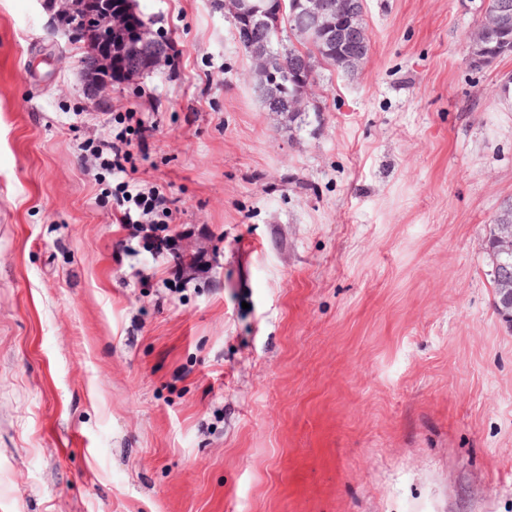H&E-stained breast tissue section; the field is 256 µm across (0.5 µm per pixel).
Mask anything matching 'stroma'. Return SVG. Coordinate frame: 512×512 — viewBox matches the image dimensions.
I'll return each instance as SVG.
<instances>
[{
    "instance_id": "1",
    "label": "stroma",
    "mask_w": 512,
    "mask_h": 512,
    "mask_svg": "<svg viewBox=\"0 0 512 512\" xmlns=\"http://www.w3.org/2000/svg\"><path fill=\"white\" fill-rule=\"evenodd\" d=\"M482 2L364 0L366 60L291 117L224 0H136L171 51L107 101L45 0H0V512H512ZM125 112L192 230L173 292L83 150Z\"/></svg>"
}]
</instances>
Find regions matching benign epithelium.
Wrapping results in <instances>:
<instances>
[{
  "instance_id": "7a95c632",
  "label": "benign epithelium",
  "mask_w": 512,
  "mask_h": 512,
  "mask_svg": "<svg viewBox=\"0 0 512 512\" xmlns=\"http://www.w3.org/2000/svg\"><path fill=\"white\" fill-rule=\"evenodd\" d=\"M54 22L68 40L82 48L79 58L86 91L94 100H107L112 90L131 84L162 54L155 52L143 17L134 10L115 5L114 0H52ZM237 41L251 50V70L266 95L267 106L290 116L306 111L313 79L302 69L287 74L272 67L268 40H259V29L273 33L269 18L282 15L283 0L267 7L263 0H225ZM289 11L299 12L305 26L300 37L338 46L339 61L352 67L366 59L362 45L365 29L363 7L350 0H289ZM512 33V0H501L499 8L482 17L470 36L468 49L474 61L488 62L512 46L504 43ZM494 40L497 45L489 46ZM497 296V311L512 321V201L499 212L486 238Z\"/></svg>"
}]
</instances>
